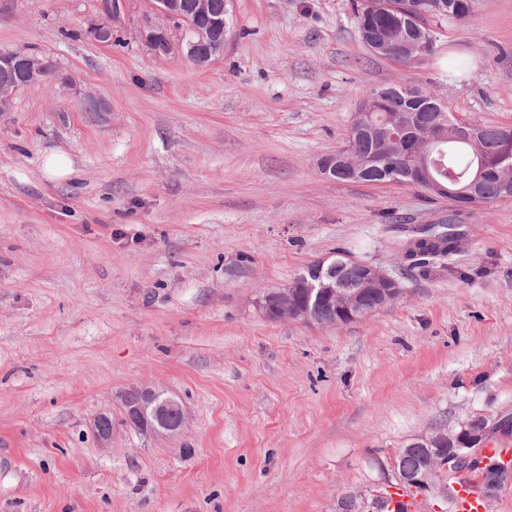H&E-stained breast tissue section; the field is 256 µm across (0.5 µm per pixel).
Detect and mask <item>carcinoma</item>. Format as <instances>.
<instances>
[{
  "instance_id": "cac0c4a2",
  "label": "carcinoma",
  "mask_w": 512,
  "mask_h": 512,
  "mask_svg": "<svg viewBox=\"0 0 512 512\" xmlns=\"http://www.w3.org/2000/svg\"><path fill=\"white\" fill-rule=\"evenodd\" d=\"M456 0H353V11L362 42L372 49L376 37L399 47L389 59L400 64H420L434 53L432 24L448 18L465 20L467 16L453 14ZM365 97L375 99L374 118L388 127L400 128L399 137L363 135L349 141L351 157L367 162L377 160L376 167L362 178L365 183L381 179L379 168L395 164L402 166L422 144L423 128L418 116L429 120L436 112L448 114V127L441 130V152L434 153L439 162L438 177L444 181L457 179L455 188L459 194L450 197L458 207H466V193L473 192L483 204L501 199L507 187H512V128L497 125L461 127V122L449 114L448 106L418 86L388 84L373 88ZM484 159L481 182L467 189L471 180V168L478 158ZM460 234L456 225L440 224L420 231L419 238L406 243L407 260L412 263L445 257L456 251ZM475 432L484 429L512 432V416L499 418L496 423L484 417L469 420ZM431 449L401 448L398 468L419 473L429 467Z\"/></svg>"
}]
</instances>
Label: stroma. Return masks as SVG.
<instances>
[{"label":"stroma","instance_id":"obj_1","mask_svg":"<svg viewBox=\"0 0 512 512\" xmlns=\"http://www.w3.org/2000/svg\"><path fill=\"white\" fill-rule=\"evenodd\" d=\"M97 7L0 0V51L75 83L0 112V512H338L395 487L411 439L512 415V198L461 211L319 172L389 83L512 126V0L442 23L412 66L368 51L352 0H233L205 68L149 53L144 0H124L122 46L63 37ZM51 153L71 174L45 175ZM452 215L458 249L409 266L413 230ZM334 256L401 296L336 327L258 312L261 290ZM141 384L181 399L179 436L123 424ZM92 433L101 448L112 447V435L114 433L112 411L103 410L94 417Z\"/></svg>","mask_w":512,"mask_h":512}]
</instances>
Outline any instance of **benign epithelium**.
<instances>
[{
  "label": "benign epithelium",
  "mask_w": 512,
  "mask_h": 512,
  "mask_svg": "<svg viewBox=\"0 0 512 512\" xmlns=\"http://www.w3.org/2000/svg\"><path fill=\"white\" fill-rule=\"evenodd\" d=\"M119 14L118 5L110 0H100L97 15L88 22L90 38L103 46L111 45L112 24ZM227 26L218 21H208L205 0H146L143 24L139 31L141 42L155 57L180 54L199 68L224 50ZM19 66L27 77L26 83L40 82L48 77L58 79L63 90H71L69 76L58 73L55 64L39 57H21ZM436 142L432 136L423 145L425 151L422 169L428 178V189L446 197L456 191L431 179L429 173L430 146ZM351 273L345 280L336 278V268ZM293 287L301 290L306 303L300 311L299 321L307 325L334 326L337 318L359 321L375 313L368 307L361 293L365 288L378 289L381 299L389 304L398 298L402 289L399 283L378 266L351 259L323 258L314 262L300 274ZM293 294L288 288H268L261 291L256 307L267 319L274 316L282 305L288 304ZM123 415L127 423L137 429L164 438L179 435L187 422V413L181 400L166 395L150 386L134 387L123 394ZM92 433L102 448L112 447V411L103 410L93 419ZM453 447L448 453L439 454L434 463L441 469L455 470L474 457L475 447L482 443L473 440V434L464 422L458 430L448 431ZM402 483L417 484L422 491L446 494L445 486L434 484L426 476L396 471Z\"/></svg>",
  "instance_id": "benign-epithelium-1"
}]
</instances>
